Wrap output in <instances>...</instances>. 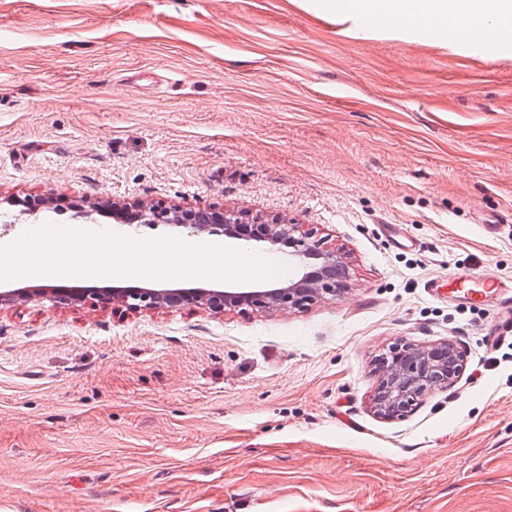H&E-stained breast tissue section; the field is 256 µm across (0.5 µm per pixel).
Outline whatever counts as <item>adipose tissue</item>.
I'll list each match as a JSON object with an SVG mask.
<instances>
[{"instance_id": "obj_1", "label": "adipose tissue", "mask_w": 512, "mask_h": 512, "mask_svg": "<svg viewBox=\"0 0 512 512\" xmlns=\"http://www.w3.org/2000/svg\"><path fill=\"white\" fill-rule=\"evenodd\" d=\"M425 17L451 28L463 42H492L498 30L512 27V0H371L361 23L366 27H402Z\"/></svg>"}]
</instances>
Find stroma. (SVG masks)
<instances>
[{
  "mask_svg": "<svg viewBox=\"0 0 512 512\" xmlns=\"http://www.w3.org/2000/svg\"><path fill=\"white\" fill-rule=\"evenodd\" d=\"M340 0H0V242L73 204L277 212L349 254L301 311L0 304V512H512V48L349 28ZM142 78L125 87L123 78ZM44 202L33 216L12 198ZM465 371L407 417L397 338ZM477 286L481 288H476ZM446 287L441 290L443 287L434 279L427 281L424 286L425 291L437 299L467 301L480 298L490 302L496 307L499 316L489 330L495 336L507 332L508 320L512 315V286L503 288L499 280L493 276L476 273L470 269H457L448 275ZM464 371V353L452 341L418 346L399 338L379 355L373 413L388 421L402 419L428 394L456 383Z\"/></svg>",
  "mask_w": 512,
  "mask_h": 512,
  "instance_id": "35a3bbf8",
  "label": "stroma"
}]
</instances>
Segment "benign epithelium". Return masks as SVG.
I'll return each mask as SVG.
<instances>
[{
  "label": "benign epithelium",
  "mask_w": 512,
  "mask_h": 512,
  "mask_svg": "<svg viewBox=\"0 0 512 512\" xmlns=\"http://www.w3.org/2000/svg\"><path fill=\"white\" fill-rule=\"evenodd\" d=\"M198 213L197 209L168 208L159 204L112 206L113 217L130 227L145 222L175 224L191 233L207 231L255 246H286L289 257L303 266L302 275L277 288L155 289L138 286L111 291L57 288L52 291V301L71 304L91 300L98 306L117 300L133 311L163 305L199 304L214 313L236 310L246 314L303 310L320 301L342 298L348 290L349 268L343 250L327 245L316 229L290 224L279 215L266 220L251 217L243 210H214L211 222L201 224L196 220ZM464 371V353L453 342L446 340L418 346L399 338L379 355L377 387L371 398L373 413L388 421L402 419L428 394L456 383Z\"/></svg>",
  "instance_id": "1"
}]
</instances>
